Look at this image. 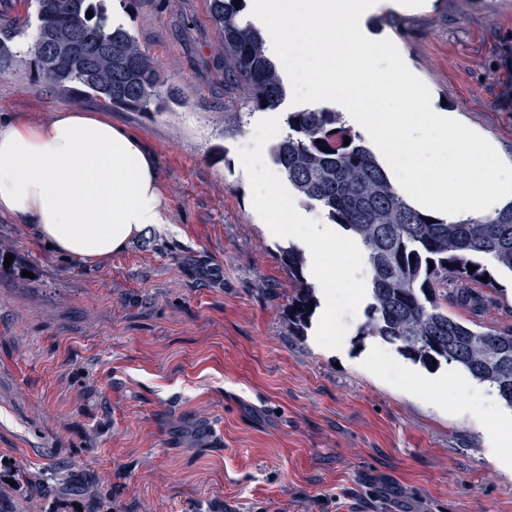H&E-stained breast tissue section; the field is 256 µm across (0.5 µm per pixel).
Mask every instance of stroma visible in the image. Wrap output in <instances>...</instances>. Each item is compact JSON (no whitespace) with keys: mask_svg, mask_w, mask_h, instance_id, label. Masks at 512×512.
I'll list each match as a JSON object with an SVG mask.
<instances>
[{"mask_svg":"<svg viewBox=\"0 0 512 512\" xmlns=\"http://www.w3.org/2000/svg\"><path fill=\"white\" fill-rule=\"evenodd\" d=\"M164 78L146 112L51 90L26 51L35 0H0V37L17 51L0 75V114L38 123L60 110H105L154 152L170 224L84 264L48 249L35 227L0 215V254L28 277L0 275V483L13 512H45L83 477L98 512H512V478L486 456L485 434L458 412L448 375L361 335V305L342 308L341 348L288 332L293 242L265 235L243 165L263 124L297 106L251 110L229 80L209 0H107ZM391 40L429 88L512 162V0H432L361 24ZM480 288V311L449 315L512 329V276ZM390 362L367 369L371 351Z\"/></svg>","mask_w":512,"mask_h":512,"instance_id":"1","label":"stroma"}]
</instances>
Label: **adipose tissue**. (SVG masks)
<instances>
[{"label":"adipose tissue","mask_w":512,"mask_h":512,"mask_svg":"<svg viewBox=\"0 0 512 512\" xmlns=\"http://www.w3.org/2000/svg\"><path fill=\"white\" fill-rule=\"evenodd\" d=\"M255 187L266 234L312 250L310 275L324 304L320 333L334 335L337 299H360L340 287L336 271L339 253H356V246L288 203L275 177L258 176ZM0 214L33 224L56 253L83 263L171 221L155 154L98 111H59L41 123L0 115Z\"/></svg>","instance_id":"1"}]
</instances>
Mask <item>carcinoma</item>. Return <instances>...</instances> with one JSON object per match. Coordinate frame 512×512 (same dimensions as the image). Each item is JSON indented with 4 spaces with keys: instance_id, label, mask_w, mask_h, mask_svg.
<instances>
[{
    "instance_id": "carcinoma-1",
    "label": "carcinoma",
    "mask_w": 512,
    "mask_h": 512,
    "mask_svg": "<svg viewBox=\"0 0 512 512\" xmlns=\"http://www.w3.org/2000/svg\"><path fill=\"white\" fill-rule=\"evenodd\" d=\"M36 2V34L28 52L38 82L133 112L162 102V77L154 61L129 29L112 24L104 0ZM210 11L245 104L277 108L285 90L259 30L242 22L236 0H210ZM67 33L80 38L79 45L44 61L40 41ZM287 126L271 150L273 162L307 203L320 207L330 223L365 248L372 302L361 334L398 345L425 368L458 367L494 388L512 409V330L476 331L446 307L451 299L481 308L470 285L494 288L496 274L512 273V203L492 216L448 224L412 207L396 191L340 113L290 112ZM282 260L298 282L288 301L289 325L293 335L305 336L314 314L310 306L319 302L303 279L301 255L290 249Z\"/></svg>"
}]
</instances>
